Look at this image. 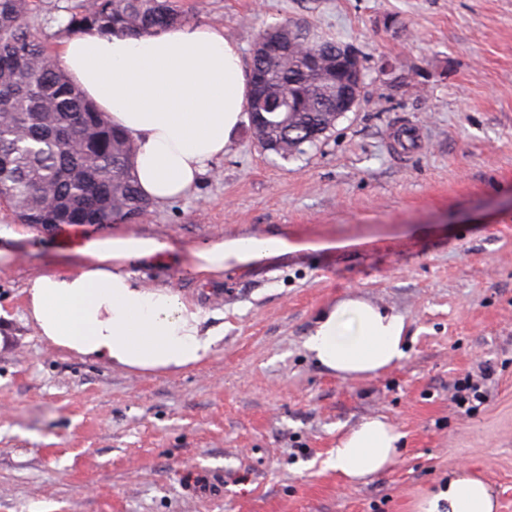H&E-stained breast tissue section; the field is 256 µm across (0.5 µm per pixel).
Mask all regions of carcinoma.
<instances>
[{"label":"carcinoma","instance_id":"1","mask_svg":"<svg viewBox=\"0 0 512 512\" xmlns=\"http://www.w3.org/2000/svg\"><path fill=\"white\" fill-rule=\"evenodd\" d=\"M32 0H0V193L23 224H113L140 218L150 202L141 195L130 161L132 140L115 129L61 68L39 59L48 49L32 32ZM189 21L173 0H79L67 31L87 27L138 38ZM288 52L250 65L259 94L297 112L264 113L272 146L282 159L304 152L332 131L333 102L320 70L336 61L340 41L307 22L288 23ZM295 126L285 145L280 125Z\"/></svg>","mask_w":512,"mask_h":512}]
</instances>
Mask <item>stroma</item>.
Returning <instances> with one entry per match:
<instances>
[{"label":"stroma","instance_id":"obj_1","mask_svg":"<svg viewBox=\"0 0 512 512\" xmlns=\"http://www.w3.org/2000/svg\"><path fill=\"white\" fill-rule=\"evenodd\" d=\"M77 0H37L30 22L52 53ZM223 29L250 62L260 32L307 21L349 44L362 102L304 155L263 152L250 126L185 197L134 222L26 225L0 270V512H417L461 468L512 512V0H176ZM408 123L423 141L389 144ZM170 240L183 254L217 238L310 242L217 281L143 270L223 312L224 340L178 374L127 371L45 350L23 288L79 235ZM356 295L406 316V356L343 379L303 346L315 316ZM487 391L467 415L456 379ZM386 417L396 462L351 486L326 465L337 438Z\"/></svg>","mask_w":512,"mask_h":512}]
</instances>
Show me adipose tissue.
Here are the masks:
<instances>
[{
    "label": "adipose tissue",
    "mask_w": 512,
    "mask_h": 512,
    "mask_svg": "<svg viewBox=\"0 0 512 512\" xmlns=\"http://www.w3.org/2000/svg\"><path fill=\"white\" fill-rule=\"evenodd\" d=\"M64 70L86 99L134 143L142 195L164 203L186 196L248 123V80L238 46L223 29L183 24L138 39L89 28L64 41ZM288 239L219 238L192 252L186 275L220 279L293 250ZM75 262L32 274L26 318L48 349L141 372H180L207 361L224 339L211 315L170 286L146 287L140 271L180 262L173 244L152 235L82 236ZM401 313L349 296L316 316L304 346L343 377H372L406 355ZM393 424L370 417L336 442L326 461L348 484L367 482L399 453ZM419 512H498L491 486L471 472L452 474Z\"/></svg>",
    "instance_id": "obj_1"
}]
</instances>
